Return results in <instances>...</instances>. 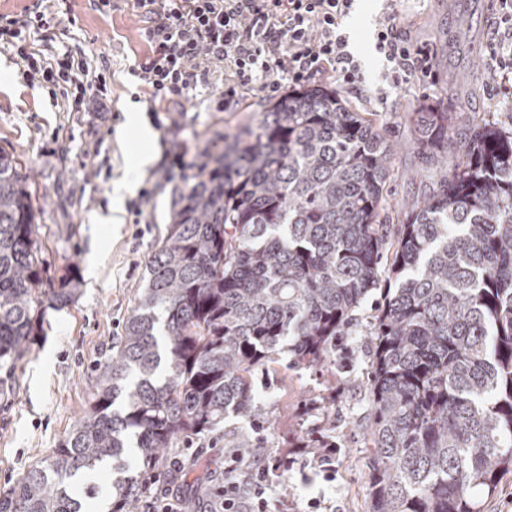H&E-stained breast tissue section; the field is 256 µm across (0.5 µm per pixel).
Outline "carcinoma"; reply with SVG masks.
<instances>
[{"label": "carcinoma", "instance_id": "cac0c4a2", "mask_svg": "<svg viewBox=\"0 0 512 512\" xmlns=\"http://www.w3.org/2000/svg\"><path fill=\"white\" fill-rule=\"evenodd\" d=\"M420 159L438 183L389 240L380 221L392 145L330 85L281 97L255 127L215 134L173 189L167 235L86 416L10 488L0 512H82L79 473L112 460L110 512H134L142 482L183 438L224 417L267 420L254 373L336 362L354 312L393 287L368 321L372 457L369 512H480L512 473V131L472 121L460 160L448 109L416 113ZM0 149V371L39 338L49 305L74 299L70 276L46 294L28 184ZM302 447L320 457L332 437Z\"/></svg>", "mask_w": 512, "mask_h": 512}]
</instances>
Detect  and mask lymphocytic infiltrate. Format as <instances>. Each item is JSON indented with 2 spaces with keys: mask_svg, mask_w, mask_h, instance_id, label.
I'll return each mask as SVG.
<instances>
[{
  "mask_svg": "<svg viewBox=\"0 0 512 512\" xmlns=\"http://www.w3.org/2000/svg\"><path fill=\"white\" fill-rule=\"evenodd\" d=\"M354 2L134 0L150 18L143 31L149 50L137 77L153 102L193 92L219 71L231 100L254 89L272 96L282 84L302 86L328 74L361 90L363 74L342 32ZM48 13V0H36L32 9L0 14V46L17 56L28 82L45 85L67 111L79 112L90 97L106 99L109 69L82 52H49L55 35ZM376 45L403 79L432 76L433 52L403 35L399 11L379 22ZM485 71L496 111L512 112V0H496ZM216 506L220 512H267L268 502L261 490L247 491L229 472Z\"/></svg>",
  "mask_w": 512,
  "mask_h": 512,
  "instance_id": "lymphocytic-infiltrate-1",
  "label": "lymphocytic infiltrate"
}]
</instances>
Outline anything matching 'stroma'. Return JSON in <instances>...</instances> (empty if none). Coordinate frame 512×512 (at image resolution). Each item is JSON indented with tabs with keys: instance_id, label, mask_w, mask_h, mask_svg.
Instances as JSON below:
<instances>
[{
	"instance_id": "obj_1",
	"label": "stroma",
	"mask_w": 512,
	"mask_h": 512,
	"mask_svg": "<svg viewBox=\"0 0 512 512\" xmlns=\"http://www.w3.org/2000/svg\"><path fill=\"white\" fill-rule=\"evenodd\" d=\"M366 2L365 21L348 18L343 31L366 88L381 90L387 102L376 105L344 85L337 91L360 111L376 113L393 146L386 195L393 208L434 185L433 178L418 172L412 115L421 105L442 99L506 128L512 114L490 109L483 57L494 13L489 0H400L403 28L412 42L433 48L436 73L407 84L397 81L393 64L375 46L374 29L386 0ZM55 8L53 49L81 50L107 61L111 96L107 108L91 102L86 111H66L45 89L26 82L16 57L0 47V148L13 153L29 176L44 286L57 287L72 272L81 283L72 303L46 310L41 337L12 374L10 392L0 396V490L51 454L91 403L95 373L115 351L146 282L152 248L167 233L173 183L165 171L171 147L182 143L185 161H192L214 133L257 125L271 103L255 90L226 108L216 87L208 86L150 115L134 74L148 51L144 14L131 0H114L111 11L103 13L92 0H57ZM132 105L154 133L157 160L141 172L124 201L122 223L110 232L91 217L107 212L115 181L141 147L127 125ZM369 315L366 308L358 313L352 369H292L283 352L258 382L269 427L256 437L252 458L236 464V476L245 478L254 461H263L272 512H369L370 342L364 327ZM249 430L248 422L230 417L222 430L168 449V457L180 458L181 465L158 470L157 485L172 490L182 512H212L215 491L231 464L224 455L225 438ZM305 431H324L335 439L334 479L325 478L319 464L297 448Z\"/></svg>"
}]
</instances>
